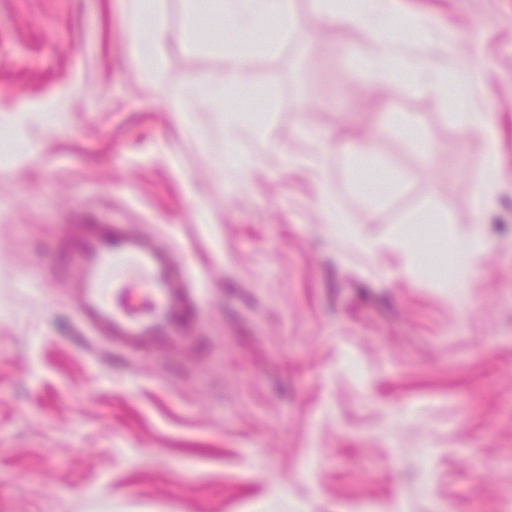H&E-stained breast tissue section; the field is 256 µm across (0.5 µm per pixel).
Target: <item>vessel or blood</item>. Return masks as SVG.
I'll list each match as a JSON object with an SVG mask.
<instances>
[{
	"mask_svg": "<svg viewBox=\"0 0 512 512\" xmlns=\"http://www.w3.org/2000/svg\"><path fill=\"white\" fill-rule=\"evenodd\" d=\"M61 247L76 316L91 338L131 354L198 348L196 290L173 247L93 214L70 225Z\"/></svg>",
	"mask_w": 512,
	"mask_h": 512,
	"instance_id": "b4317fda",
	"label": "vessel or blood"
}]
</instances>
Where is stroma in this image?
Returning <instances> with one entry per match:
<instances>
[{
    "label": "stroma",
    "mask_w": 512,
    "mask_h": 512,
    "mask_svg": "<svg viewBox=\"0 0 512 512\" xmlns=\"http://www.w3.org/2000/svg\"><path fill=\"white\" fill-rule=\"evenodd\" d=\"M192 26L196 51L165 49L145 78L128 0H0V512H512V0H395L480 72L469 91L492 130L462 131L437 92L360 69V25ZM250 49L268 142L239 129L247 170L225 155L224 117L169 99ZM408 112L425 156L387 116ZM35 141L19 161L18 135ZM340 144L367 145L407 187L379 211L347 195ZM497 184L474 199L489 154ZM372 253L323 223L324 186ZM87 209L179 246L199 289L202 344L129 355L94 344L67 296L56 246ZM479 228L462 276L405 271L412 229L434 260Z\"/></svg>",
    "instance_id": "stroma-1"
}]
</instances>
